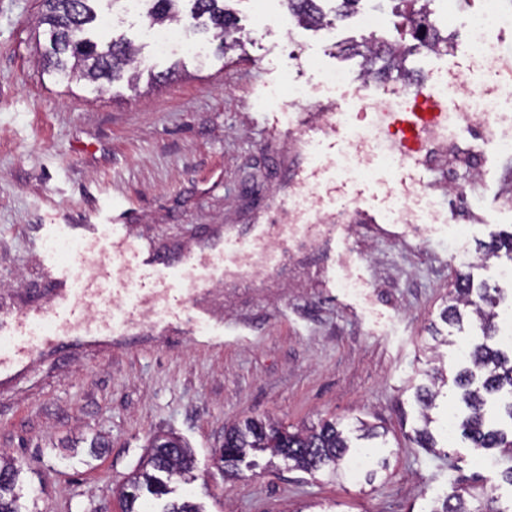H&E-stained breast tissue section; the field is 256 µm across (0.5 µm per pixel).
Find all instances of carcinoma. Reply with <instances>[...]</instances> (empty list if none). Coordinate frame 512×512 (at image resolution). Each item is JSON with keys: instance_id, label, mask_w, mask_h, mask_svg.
<instances>
[{"instance_id": "carcinoma-1", "label": "carcinoma", "mask_w": 512, "mask_h": 512, "mask_svg": "<svg viewBox=\"0 0 512 512\" xmlns=\"http://www.w3.org/2000/svg\"><path fill=\"white\" fill-rule=\"evenodd\" d=\"M45 11L38 24L43 31H53L56 38L42 53L46 70L72 81L83 79L90 83L101 80L113 84L135 75L141 65L138 50L123 39L107 42L94 41L88 37L91 29L101 23L96 10L97 0H43ZM147 16L157 24L177 21L181 14L182 0H148ZM190 17L201 19L202 30L218 41L222 52L233 49L238 42L237 20L232 11L224 7V0H190ZM292 17L305 26H320L325 22L318 0H288ZM418 41L413 47H405L395 41L389 44L382 61L397 67L402 57L424 44L448 47V38L440 31L429 29L420 22L411 32ZM504 302L500 288L485 281L476 285L466 275H459L449 303L440 313L445 323L463 324L464 314L475 318L482 340L468 351L470 365L459 369L453 379H448L443 370L433 369L428 374L432 386H421L416 392L421 406L424 424L432 422L429 410L434 406L438 391L434 386L449 382L459 391L460 401L466 413L457 422L464 440L476 454L493 448L512 462V427L504 431L491 426L487 418L486 405L490 397L505 391L509 400L505 412L512 423V348L504 351L497 340L500 316L498 308ZM147 461L129 480V489L120 492L123 512H142L138 506L141 492L156 499L172 493L170 481L190 473L195 468L191 452L173 437H154ZM252 451H268L294 462V466L306 471L330 469L337 472L346 466L352 457L366 455L363 447L351 446L343 431L335 422L326 421L317 427L291 432L271 419H250L224 429V442L216 451L217 464L224 474L239 475V467ZM21 467L13 459L0 454V512H19L17 486ZM498 485L487 480L482 486L483 499L473 506L456 487L445 497L442 508L430 512H479L484 507L488 512H503L496 507Z\"/></svg>"}]
</instances>
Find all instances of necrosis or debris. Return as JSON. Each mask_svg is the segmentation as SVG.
<instances>
[{
	"label": "necrosis or debris",
	"mask_w": 512,
	"mask_h": 512,
	"mask_svg": "<svg viewBox=\"0 0 512 512\" xmlns=\"http://www.w3.org/2000/svg\"><path fill=\"white\" fill-rule=\"evenodd\" d=\"M468 11L459 20L467 65L465 70H448L433 89L434 98L452 99L449 128L462 121L486 125L494 121V137L482 136L472 153L456 155L472 179L489 175L491 157L512 152V53L501 44L512 36V11L495 0H469ZM412 84L400 79H381L375 69L353 75L337 69L326 72L318 87L295 85L292 104L301 112L315 111L320 97L342 93L364 112H423L427 106L412 94Z\"/></svg>",
	"instance_id": "4bbe7bcc"
}]
</instances>
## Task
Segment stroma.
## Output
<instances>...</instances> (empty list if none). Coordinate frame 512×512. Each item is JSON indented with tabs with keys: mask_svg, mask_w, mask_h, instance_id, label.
<instances>
[{
	"mask_svg": "<svg viewBox=\"0 0 512 512\" xmlns=\"http://www.w3.org/2000/svg\"><path fill=\"white\" fill-rule=\"evenodd\" d=\"M288 36L287 0H233L240 45L216 42L184 18L185 49L158 53L144 25L122 10L101 40L125 38L139 51L141 78L93 87L66 85L41 63L42 0H0V315L48 305L42 252L47 224H99L121 204L135 241L169 256L224 250L281 223L299 181L317 169L320 208L336 211L337 181L325 161L288 142L295 112L268 100L324 72L358 73L354 17ZM463 53L408 54L403 78L434 82ZM466 183L470 204L456 224H372L365 217L322 225L271 247L262 275L213 280L192 297L207 310L200 330L173 318L130 313L128 289L113 288L111 262L98 282L116 306L89 311L91 340L35 356L0 375V453L22 467V512H116L118 490L146 460L157 435L180 439L195 459L191 481L172 497L199 512H430L451 487L484 473L481 459L448 436L456 405L437 398V447L415 441V393L427 372H454L476 340L472 327L434 338L457 273L512 291L498 269L506 255L485 246L512 231V155ZM359 282L341 288V277ZM272 417L288 428L362 420L381 438L368 443L361 472H306L270 453L225 476L214 461L224 428Z\"/></svg>",
	"mask_w": 512,
	"mask_h": 512,
	"instance_id": "35a3bbf8",
	"label": "stroma"
}]
</instances>
